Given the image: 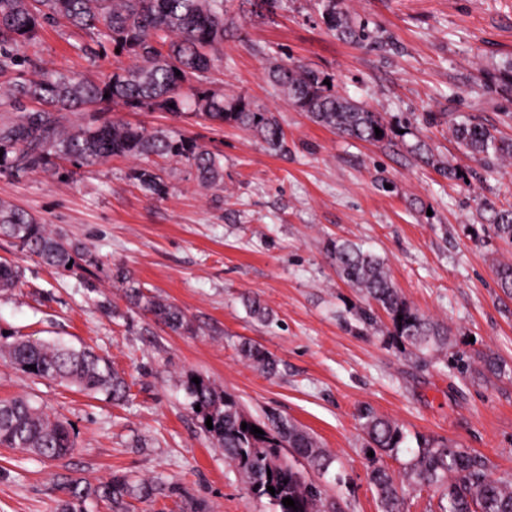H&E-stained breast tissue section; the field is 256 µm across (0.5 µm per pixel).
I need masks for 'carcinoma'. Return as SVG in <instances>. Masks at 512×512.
<instances>
[{
	"instance_id": "carcinoma-1",
	"label": "carcinoma",
	"mask_w": 512,
	"mask_h": 512,
	"mask_svg": "<svg viewBox=\"0 0 512 512\" xmlns=\"http://www.w3.org/2000/svg\"><path fill=\"white\" fill-rule=\"evenodd\" d=\"M229 0H0V173L22 177L60 173V162L74 168L91 167L113 157L134 158L139 165L132 177L146 193L163 197L168 183L155 159L187 165L197 182L209 189L224 186V155L195 138L167 129L149 128L118 116L126 112H167L193 115L219 126L237 127L258 136L271 151L285 144L278 117L260 108L245 94H226L213 85L208 73L223 53L224 39L234 35ZM322 19L341 39L361 42L366 29L356 25L340 7V0H321ZM62 25L75 37L71 48L96 60L115 50L124 59L97 80L41 68L25 49L37 42L48 26ZM269 81L296 111L339 135L372 144L392 142V129L381 113L341 95L327 76L302 64L267 58ZM174 107H169V104ZM73 112L71 123L65 114ZM381 130L376 136L375 129ZM459 146L483 167L512 159V138L473 118L454 125ZM494 236L512 246V204L484 202ZM0 236L56 270L81 269L94 263L90 252L61 231L48 229L35 215L0 202ZM338 278L359 290L367 306L354 312L362 330H375L385 315V341L410 347L420 354L448 348L452 330L410 305L395 288L381 258L347 241L327 249ZM21 277L17 266L0 262V291L14 288ZM496 284L512 298V263L495 268ZM112 279L122 288L129 306L150 315L173 331H192V324L175 305L150 293L134 274L118 268ZM250 315L271 321L269 309L257 298L247 300ZM402 319H397V316ZM241 359L272 376L279 361L249 339L236 347ZM0 353L34 379L75 386L87 393H103L115 404L129 400L130 386L108 358L89 347L79 349L60 341L14 337L0 344ZM481 376H506V363L492 353L482 357ZM36 369L31 370L29 366ZM195 416L224 449V459L243 477L247 493L266 499L271 512H342L325 488L310 476L324 475L335 456L295 421L272 413L266 420L252 418L235 396L205 380L187 381ZM212 418L213 428L206 426ZM362 448L372 451L369 483L380 512H407L409 494L424 490L437 499L429 512H512V475L494 476L493 466L481 453L453 443L422 439L403 464L397 479L379 457L398 455L405 433L401 426L378 415L371 406L358 410ZM247 423L264 431L253 435L241 429ZM0 446L56 460L76 448L69 424L52 419L26 397L0 400ZM272 486L275 493L267 491ZM63 497L56 512H88L87 504L103 503L110 512H129L130 501H154L175 490L161 481H132L114 476L92 484L81 477L59 479ZM290 497L298 510L286 507Z\"/></svg>"
}]
</instances>
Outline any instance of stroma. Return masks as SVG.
<instances>
[{
  "label": "stroma",
  "mask_w": 512,
  "mask_h": 512,
  "mask_svg": "<svg viewBox=\"0 0 512 512\" xmlns=\"http://www.w3.org/2000/svg\"><path fill=\"white\" fill-rule=\"evenodd\" d=\"M370 38L339 39L317 0H286L276 14L243 13L225 40L214 77L228 93L250 95L275 112L285 132L269 151L250 132L183 121L165 112L128 114L131 122L173 129L224 155V188L200 186L189 168L164 161L169 185L159 199L115 158L67 178L0 174V200L40 217L89 247L96 261L60 272L0 237V261L21 269L0 293V332L88 345L130 385L128 402L29 377L0 358V399L30 397L68 422L75 451L55 461L0 447V512H55L57 478L97 483L112 476L162 479L175 495L136 503L134 512H182V500L208 512H269L248 497L241 475L199 426L185 385L200 377L234 394L252 417L274 412L307 427L337 460L321 479L342 512H380L369 483L357 418L362 405L401 425L398 473L419 438L449 439L487 456L495 474L512 473V375L470 377L450 355L424 365L378 331L348 326L364 305L343 283L326 251L349 241L379 255L399 293L421 313L451 327L452 352H494L512 367V299L495 283L512 248L480 216L512 184V161L485 172L460 148L451 126L470 116L512 137V93L497 79L512 59V0H341ZM48 67L96 79L114 58L75 53L67 32L46 27L27 49ZM274 55L329 75L337 90L381 112L392 144L339 136L291 108L265 74ZM434 114L426 123V114ZM426 143L436 159L460 168L450 182L414 153ZM122 267L179 307L192 332H174L129 309L112 280ZM259 298L272 322L253 319ZM111 299L104 309L103 299ZM248 338L273 354L266 376L237 354Z\"/></svg>",
  "instance_id": "1"
}]
</instances>
